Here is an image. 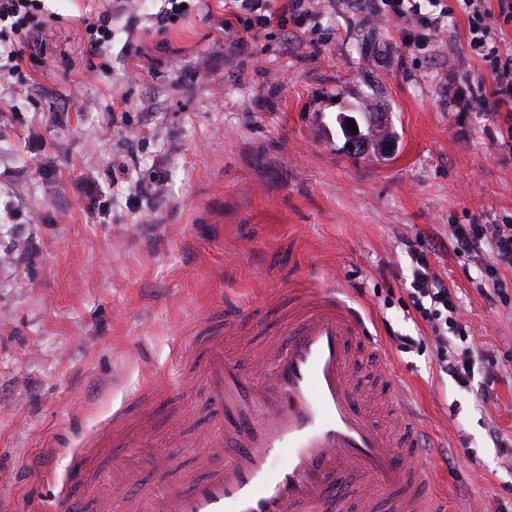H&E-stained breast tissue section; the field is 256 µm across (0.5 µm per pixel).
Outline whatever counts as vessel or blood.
<instances>
[{"label": "vessel or blood", "mask_w": 512, "mask_h": 512, "mask_svg": "<svg viewBox=\"0 0 512 512\" xmlns=\"http://www.w3.org/2000/svg\"><path fill=\"white\" fill-rule=\"evenodd\" d=\"M257 322V314L243 308L224 311L226 328L249 330ZM358 340L381 354V340L335 290L301 295L286 343L263 354L252 370L226 356L221 337H209L191 366L213 413L201 457L206 475L184 474L174 486L165 480L168 457L117 456L107 480L124 490V512H329L349 470L362 477L355 512H375L379 498L392 492L399 495L396 512H448L433 471L408 464L423 452L422 428L393 370L382 373L392 429L364 408L352 359ZM124 419L114 415L92 447L73 458L55 512H88L87 472ZM134 464L153 479L133 477Z\"/></svg>", "instance_id": "obj_1"}]
</instances>
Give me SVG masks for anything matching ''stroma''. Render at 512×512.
<instances>
[{
    "label": "stroma",
    "mask_w": 512,
    "mask_h": 512,
    "mask_svg": "<svg viewBox=\"0 0 512 512\" xmlns=\"http://www.w3.org/2000/svg\"><path fill=\"white\" fill-rule=\"evenodd\" d=\"M160 6L129 0L95 52L85 19L113 0H43L22 74L0 67V507L53 512L72 452L150 382L148 428L120 443L204 477L192 437L211 410L180 346L234 302L263 319L224 339L250 366L297 292L342 288L448 455V512H512V268L451 238L512 216V112L485 102L466 14L409 47L382 0H314L301 29L242 50L224 0H191L162 36ZM365 95L395 143L354 158L336 116ZM411 240L455 286L469 387L438 371Z\"/></svg>",
    "instance_id": "obj_1"
}]
</instances>
